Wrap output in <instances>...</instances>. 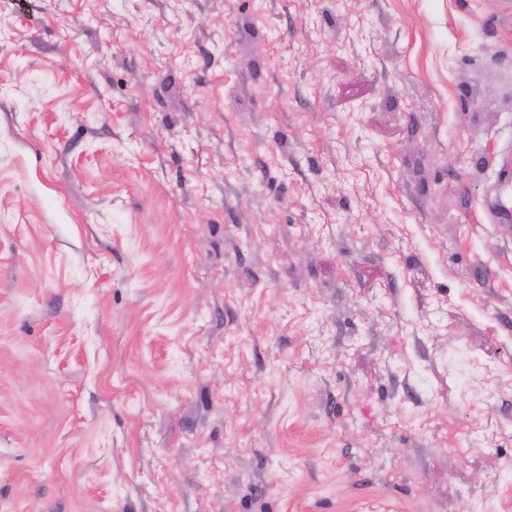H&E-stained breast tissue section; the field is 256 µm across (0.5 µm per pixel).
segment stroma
<instances>
[{
  "label": "stroma",
  "instance_id": "obj_1",
  "mask_svg": "<svg viewBox=\"0 0 512 512\" xmlns=\"http://www.w3.org/2000/svg\"><path fill=\"white\" fill-rule=\"evenodd\" d=\"M503 0H0V512H512Z\"/></svg>",
  "mask_w": 512,
  "mask_h": 512
}]
</instances>
